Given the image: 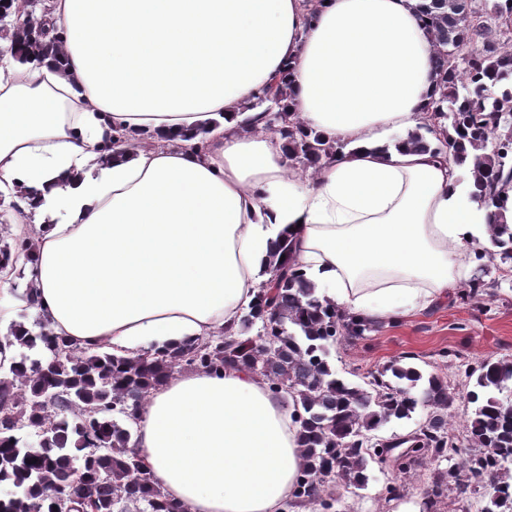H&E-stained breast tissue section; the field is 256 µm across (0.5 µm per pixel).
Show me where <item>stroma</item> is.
Segmentation results:
<instances>
[{
  "label": "stroma",
  "instance_id": "35a3bbf8",
  "mask_svg": "<svg viewBox=\"0 0 512 512\" xmlns=\"http://www.w3.org/2000/svg\"><path fill=\"white\" fill-rule=\"evenodd\" d=\"M501 261H485L473 277L488 284L480 302L461 304L456 296L447 302L397 321L376 322L365 338L339 342L331 353L336 371L354 382H363L368 371L392 363L407 364L423 376L435 375L443 380L456 399L448 408V432L458 444L466 442V424L473 407L463 399L467 379L465 372L486 360L512 361V277L502 275ZM30 279V269L18 266L7 289L0 290V335L12 322L33 324L21 295ZM458 459L435 461L424 455L406 474L371 467L365 487L345 484L336 488L332 512H397L405 502L422 508L437 476H444V492L431 512H481L489 490L473 486L470 493L458 494L447 474L458 466ZM400 486V500H388V484Z\"/></svg>",
  "mask_w": 512,
  "mask_h": 512
}]
</instances>
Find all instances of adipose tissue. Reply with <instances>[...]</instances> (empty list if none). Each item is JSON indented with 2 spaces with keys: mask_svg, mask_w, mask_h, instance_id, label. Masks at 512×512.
Listing matches in <instances>:
<instances>
[{
  "mask_svg": "<svg viewBox=\"0 0 512 512\" xmlns=\"http://www.w3.org/2000/svg\"><path fill=\"white\" fill-rule=\"evenodd\" d=\"M416 2L50 0L62 65L0 64V197L37 231L36 314L82 348L172 350L237 327L285 239L353 316L461 287L494 211L466 167L407 142L435 91ZM286 64L296 119L347 146L312 175L242 110ZM203 126V143L170 138ZM117 128L153 149L104 159ZM286 399L240 368L183 372L133 444L185 512H283L301 465Z\"/></svg>",
  "mask_w": 512,
  "mask_h": 512,
  "instance_id": "1",
  "label": "adipose tissue"
}]
</instances>
